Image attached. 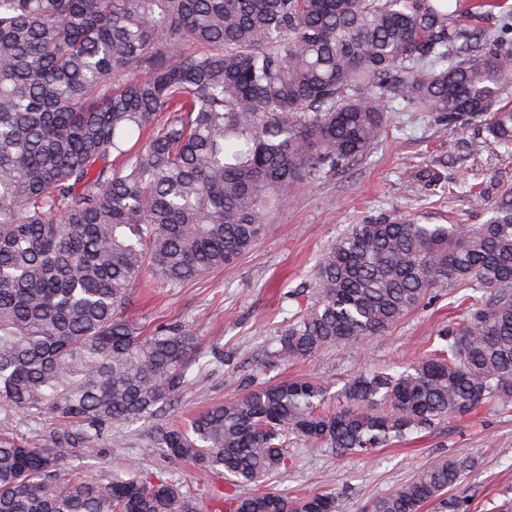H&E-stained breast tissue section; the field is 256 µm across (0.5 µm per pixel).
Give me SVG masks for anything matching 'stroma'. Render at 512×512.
<instances>
[{
    "label": "stroma",
    "instance_id": "obj_1",
    "mask_svg": "<svg viewBox=\"0 0 512 512\" xmlns=\"http://www.w3.org/2000/svg\"><path fill=\"white\" fill-rule=\"evenodd\" d=\"M484 135V119L451 130L435 113L407 112L390 101L384 131L369 155L336 174L298 185L291 202L273 211L262 237L234 266L178 288L158 281L134 288L129 315L146 326L184 325L197 334L200 355L223 354L207 377L184 388L168 421H184L242 396L249 386L298 374L333 385L358 369H401L442 327L460 319L464 289H437L383 335L329 346L293 364L269 355L298 309L289 291L310 278L321 254L352 225L379 218L469 227L486 223L501 190L512 187V153ZM478 140L484 143L479 151L473 148ZM474 185L484 193L483 205L470 203ZM289 451L296 457L295 469L272 477L265 489L288 497L332 493L338 512H366L390 487L448 455L469 456L476 463L468 478L449 491L468 499L471 512H495L503 499L512 498V413L445 421L367 456L297 445ZM125 459L175 479L196 501L198 512H211L212 492L225 486L223 479L189 463L167 459L152 447L148 428L140 423L126 429L122 444L103 437L95 465L102 471Z\"/></svg>",
    "mask_w": 512,
    "mask_h": 512
}]
</instances>
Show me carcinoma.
Returning a JSON list of instances; mask_svg holds the SVG:
<instances>
[{
    "label": "carcinoma",
    "instance_id": "1",
    "mask_svg": "<svg viewBox=\"0 0 512 512\" xmlns=\"http://www.w3.org/2000/svg\"><path fill=\"white\" fill-rule=\"evenodd\" d=\"M499 0H465L492 14ZM450 0H0V512H197L125 460L68 478L61 451L152 424L165 457L222 473L213 512H336V496L242 494L293 466L295 440L361 455L480 413H512V189L489 224L354 225L321 255L271 356L379 336L436 288L466 316L402 373L356 370L331 397L300 375L187 426L162 418L202 379L197 336L123 315L147 271L172 288L233 264L308 179L364 159L386 103L448 126L485 117L512 147V11L495 32ZM50 414L46 447L13 415ZM471 464L437 458L369 504L420 512Z\"/></svg>",
    "mask_w": 512,
    "mask_h": 512
}]
</instances>
